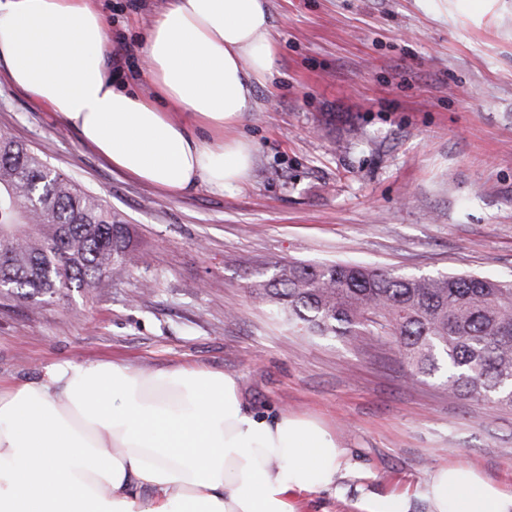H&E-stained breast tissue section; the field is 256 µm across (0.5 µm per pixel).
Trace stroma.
I'll return each mask as SVG.
<instances>
[{
    "label": "stroma",
    "instance_id": "35a3bbf8",
    "mask_svg": "<svg viewBox=\"0 0 512 512\" xmlns=\"http://www.w3.org/2000/svg\"><path fill=\"white\" fill-rule=\"evenodd\" d=\"M169 0H100L117 78L147 87L141 39ZM274 76L239 135L251 177L168 193L112 169L0 75V132L130 224L136 263L60 301L0 292V379L67 360L236 375L255 411L321 417L355 466L301 512L421 488L466 463L512 492V409L409 377L388 347L289 330L250 286L291 261L512 279V0H269Z\"/></svg>",
    "mask_w": 512,
    "mask_h": 512
}]
</instances>
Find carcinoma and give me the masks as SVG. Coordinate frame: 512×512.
Here are the masks:
<instances>
[{
    "instance_id": "carcinoma-1",
    "label": "carcinoma",
    "mask_w": 512,
    "mask_h": 512,
    "mask_svg": "<svg viewBox=\"0 0 512 512\" xmlns=\"http://www.w3.org/2000/svg\"><path fill=\"white\" fill-rule=\"evenodd\" d=\"M130 245L119 213L51 169L44 152L0 136V277L21 297L106 288L131 265ZM253 288L305 335L388 344L412 376L443 361L448 391L512 408L511 282L330 261L283 264Z\"/></svg>"
}]
</instances>
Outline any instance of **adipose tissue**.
<instances>
[{"label": "adipose tissue", "instance_id": "adipose-tissue-1", "mask_svg": "<svg viewBox=\"0 0 512 512\" xmlns=\"http://www.w3.org/2000/svg\"><path fill=\"white\" fill-rule=\"evenodd\" d=\"M150 90L115 85L97 0H0V65L116 170L170 193L243 185L237 129L273 74L268 0H172L143 42ZM350 463L319 419L244 408L235 377L65 361L0 386V512H299ZM431 512H512L475 467L435 468Z\"/></svg>", "mask_w": 512, "mask_h": 512}]
</instances>
